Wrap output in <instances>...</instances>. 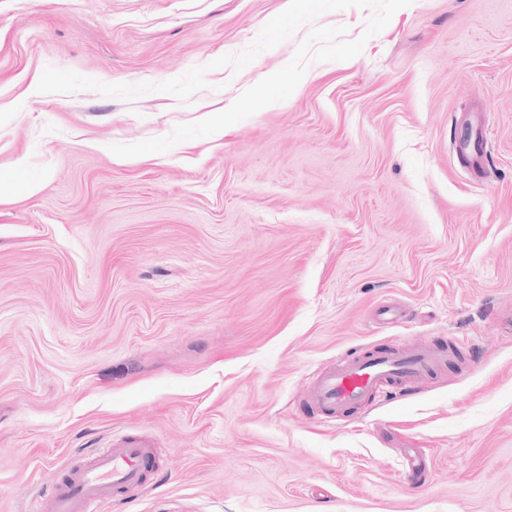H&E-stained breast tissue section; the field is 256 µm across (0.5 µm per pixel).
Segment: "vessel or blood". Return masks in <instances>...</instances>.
I'll use <instances>...</instances> for the list:
<instances>
[{
  "label": "vessel or blood",
  "instance_id": "vessel-or-blood-1",
  "mask_svg": "<svg viewBox=\"0 0 512 512\" xmlns=\"http://www.w3.org/2000/svg\"><path fill=\"white\" fill-rule=\"evenodd\" d=\"M431 345H392L350 354L318 371L308 401L327 418L340 419L369 401L413 388L449 360ZM152 455L146 445L128 439L98 450L90 466H78L43 492L38 512H96L116 490H142Z\"/></svg>",
  "mask_w": 512,
  "mask_h": 512
}]
</instances>
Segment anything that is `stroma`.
<instances>
[{
    "mask_svg": "<svg viewBox=\"0 0 512 512\" xmlns=\"http://www.w3.org/2000/svg\"><path fill=\"white\" fill-rule=\"evenodd\" d=\"M289 0H0V512L113 438L108 512H512V0H413L347 61L209 137L109 147L228 108L308 27L188 100L40 93L45 67L159 83L248 47ZM404 312L377 319L384 303ZM461 345L331 424L316 370ZM38 189V183L20 178L18 175L14 176V182L8 183L0 178V203L10 202L13 200L19 191H25L29 194L34 193Z\"/></svg>",
    "mask_w": 512,
    "mask_h": 512,
    "instance_id": "35a3bbf8",
    "label": "stroma"
}]
</instances>
